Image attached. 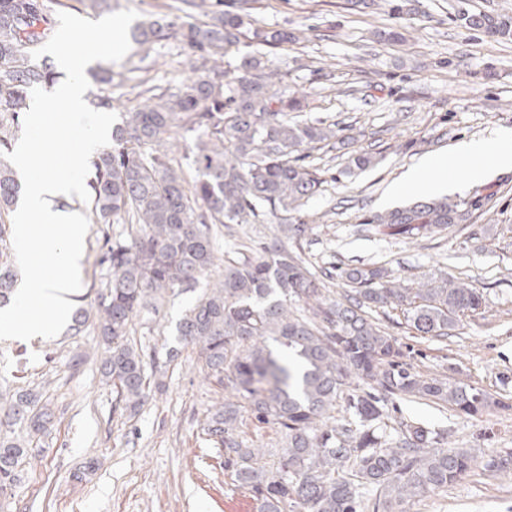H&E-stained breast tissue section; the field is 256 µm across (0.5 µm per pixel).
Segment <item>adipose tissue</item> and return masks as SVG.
I'll use <instances>...</instances> for the list:
<instances>
[{
    "label": "adipose tissue",
    "mask_w": 512,
    "mask_h": 512,
    "mask_svg": "<svg viewBox=\"0 0 512 512\" xmlns=\"http://www.w3.org/2000/svg\"><path fill=\"white\" fill-rule=\"evenodd\" d=\"M31 155L29 143L24 142L17 147L14 157L15 167L26 178L23 201L14 217L15 235L23 248L24 259V277L16 297L23 306L30 298H37L53 317L47 320L39 315L22 317L12 310L0 311L1 335L9 332L25 336L51 335L55 318L64 317L68 312L81 274L86 228L78 212L66 205L78 186L52 171L35 170ZM441 165L447 169H464L474 181L487 179L497 169H512V130L498 131L487 143L468 142L453 147ZM34 216L54 233L60 245L56 256L59 274L49 273L35 256L30 232V219Z\"/></svg>",
    "instance_id": "adipose-tissue-1"
}]
</instances>
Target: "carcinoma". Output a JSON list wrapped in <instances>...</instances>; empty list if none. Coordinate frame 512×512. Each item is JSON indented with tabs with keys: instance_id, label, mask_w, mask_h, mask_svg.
<instances>
[{
	"instance_id": "cac0c4a2",
	"label": "carcinoma",
	"mask_w": 512,
	"mask_h": 512,
	"mask_svg": "<svg viewBox=\"0 0 512 512\" xmlns=\"http://www.w3.org/2000/svg\"><path fill=\"white\" fill-rule=\"evenodd\" d=\"M248 2L230 11L224 0H180L177 21L147 20L132 39L144 46L173 32L190 56L224 58L253 22ZM457 21L491 37H512L509 18L460 13ZM48 22L43 0H0V112L15 120L27 109L32 86L54 80L51 65L31 58L50 35ZM254 35L267 44L288 42L282 31L257 28ZM285 77L246 55L234 75L190 77L177 91L124 113L112 129V149L93 161L86 212L92 224L134 230L126 237L103 234L100 263L112 274L94 305L77 308L72 320L77 328L94 322L103 346L99 371L115 393L114 407L134 416L150 397L147 365L177 357L173 347L146 352L128 342L135 313L159 312L168 294L194 288L212 272L217 225L275 219L283 237L255 242L252 258L225 259L224 274L178 325L180 339L199 348L207 378L234 392L207 409L203 432L224 450V470L252 494L258 512H365L368 501L372 512H404L410 501L467 475L477 458L464 448L437 446L414 422H397L392 435L378 432L389 402L418 397L470 416L497 402L481 388L417 371L371 313L399 309L417 335L445 338L461 317L485 307L486 294L445 276L413 286L374 264L336 267L347 294L323 293L319 276L297 254L318 223L307 203L325 183L303 161L337 131L288 119L302 111L305 97L288 93ZM175 131L192 138L183 162L170 157ZM20 193L15 172L0 158V235ZM491 200L479 189L464 199H421L364 223L375 235L417 240L469 222ZM15 286L11 263L0 254V307ZM353 379L368 390L350 388ZM340 401L357 424L330 420ZM246 416L281 431L273 465L266 452L240 439ZM53 419L29 389L0 407V426L21 424L31 437ZM32 452L0 435L1 495L17 485Z\"/></svg>"
}]
</instances>
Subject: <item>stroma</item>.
I'll use <instances>...</instances> for the list:
<instances>
[{
  "label": "stroma",
  "mask_w": 512,
  "mask_h": 512,
  "mask_svg": "<svg viewBox=\"0 0 512 512\" xmlns=\"http://www.w3.org/2000/svg\"><path fill=\"white\" fill-rule=\"evenodd\" d=\"M265 30H283V45L241 36L229 62L257 55L286 72L287 84L307 98L301 117L336 124L335 145L312 151L308 165L322 170L323 192L308 203L324 215L300 255L313 271L345 263L377 262L405 282L445 273L484 288V310L462 317L453 336L415 335L401 311L375 312L422 372L483 388L509 402L472 417L415 398L395 399L390 420L419 424L447 446L467 448L477 466L447 489L406 504V512H512V474L488 468L492 456L512 451V170L483 181L488 210L448 233L412 242L362 231L363 216L383 211L390 185L423 158L447 156L457 143L486 141L512 129V41L462 28L458 13L512 17V0H249ZM397 29L403 44L385 40ZM155 65L142 70L141 57ZM188 51L169 38L142 51L131 45L113 63L124 76L123 106L144 89L169 94L185 81ZM370 151L376 165L350 170L351 157ZM96 225L86 227L80 287L74 306L93 301L102 279ZM209 284L170 296L160 313L140 310L129 340L148 349L174 346L178 355L157 372L136 416L117 410L103 382L102 351L93 324L80 332L60 325L44 338L0 336V392L30 388L55 417L0 512H257L251 494L234 486L224 452L202 431L205 412L222 403L223 386L206 378L197 348L180 344L177 326ZM80 355L85 364L72 373ZM96 469L74 480L87 461Z\"/></svg>",
  "instance_id": "stroma-1"
}]
</instances>
